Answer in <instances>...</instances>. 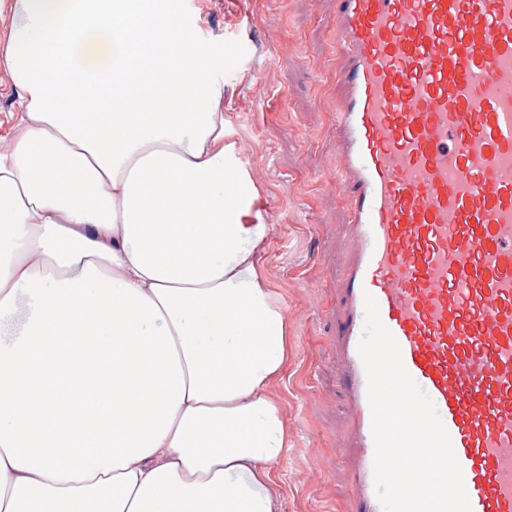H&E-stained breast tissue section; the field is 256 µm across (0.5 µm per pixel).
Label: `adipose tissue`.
I'll list each match as a JSON object with an SVG mask.
<instances>
[{
    "instance_id": "1",
    "label": "adipose tissue",
    "mask_w": 512,
    "mask_h": 512,
    "mask_svg": "<svg viewBox=\"0 0 512 512\" xmlns=\"http://www.w3.org/2000/svg\"><path fill=\"white\" fill-rule=\"evenodd\" d=\"M9 9L0 512H278L288 319L220 57L184 0Z\"/></svg>"
}]
</instances>
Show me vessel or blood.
I'll return each instance as SVG.
<instances>
[{
	"label": "vessel or blood",
	"mask_w": 512,
	"mask_h": 512,
	"mask_svg": "<svg viewBox=\"0 0 512 512\" xmlns=\"http://www.w3.org/2000/svg\"><path fill=\"white\" fill-rule=\"evenodd\" d=\"M339 282L358 512H382L358 353L372 295L471 512H512V0H334Z\"/></svg>",
	"instance_id": "1"
}]
</instances>
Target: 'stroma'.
<instances>
[{
  "mask_svg": "<svg viewBox=\"0 0 512 512\" xmlns=\"http://www.w3.org/2000/svg\"><path fill=\"white\" fill-rule=\"evenodd\" d=\"M202 39L234 52L214 72L224 129L263 192L271 231L261 277L288 317V361L272 386L288 437L273 466L280 512H354L346 461L349 405L330 346L342 318L336 293L349 255L347 215L327 178L331 0H186Z\"/></svg>",
  "mask_w": 512,
  "mask_h": 512,
  "instance_id": "35a3bbf8",
  "label": "stroma"
}]
</instances>
